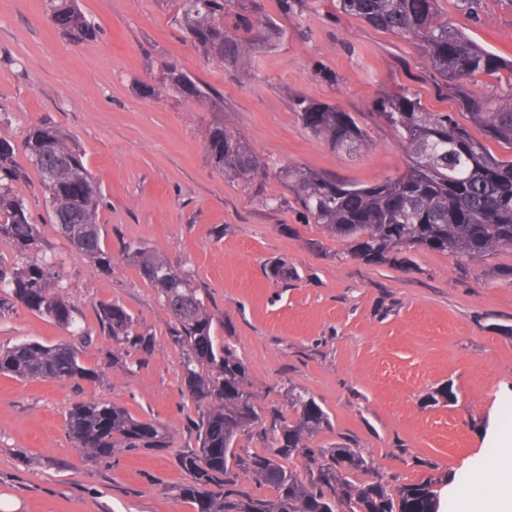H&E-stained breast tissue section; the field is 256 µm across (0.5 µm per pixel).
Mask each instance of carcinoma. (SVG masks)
Here are the masks:
<instances>
[{"instance_id":"carcinoma-1","label":"carcinoma","mask_w":512,"mask_h":512,"mask_svg":"<svg viewBox=\"0 0 512 512\" xmlns=\"http://www.w3.org/2000/svg\"><path fill=\"white\" fill-rule=\"evenodd\" d=\"M248 0H181L179 14L193 20L187 36L208 59L226 69H249L253 56L274 50L282 35L277 21L263 15L254 32ZM340 8L378 31L410 42L431 70L438 89L456 101L460 122L447 112H430L413 92L383 93L378 115L396 133L408 157L406 169L372 185L339 180L297 164L270 171L248 142L214 119L206 134V153L217 171L271 207L281 199L266 193L272 177L291 189L315 224L349 243L351 256L369 264L392 261L404 250L452 252L464 261H480L502 250L512 252V155H494L485 141L512 151V61L481 47L442 14L439 0H340ZM58 19L57 30L75 42L91 41L97 30L76 0H46ZM493 76L506 90L488 95L478 78ZM158 84L179 101L216 106L210 92L175 64L163 67ZM299 121L332 149L359 153L368 147L367 131L333 103L295 99ZM29 161L45 189L49 222L74 250L104 271L112 254L102 243L96 222L101 191L84 155L54 125L30 128L24 142ZM17 165L13 145L0 139V240L11 244L12 263L0 261V304L19 302L29 310L70 327L68 302L55 289L57 274L48 261L29 262L41 248L38 225L13 185L28 178ZM129 261L157 288L176 322L171 342L183 352L188 394L203 408L196 444L182 451L180 468L188 476L181 497L196 512H439L429 476L397 490L381 480L357 483L367 460L352 448H313L310 439L330 424L328 413L304 389L288 386L295 417H262L248 390V372L230 342L214 336V318L200 289L171 262L146 247L129 248ZM103 334L131 349L149 343L133 333L134 318L120 304H99ZM0 373L21 379L93 382L96 370L66 344L22 342L0 349ZM68 436L87 455L112 456L116 448H168L161 426L132 417L123 408L101 402L71 407ZM243 437L262 443L261 452H241ZM305 461V473L285 466ZM252 477L274 496L238 488V472Z\"/></svg>"}]
</instances>
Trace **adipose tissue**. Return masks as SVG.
Wrapping results in <instances>:
<instances>
[{
  "instance_id": "1",
  "label": "adipose tissue",
  "mask_w": 512,
  "mask_h": 512,
  "mask_svg": "<svg viewBox=\"0 0 512 512\" xmlns=\"http://www.w3.org/2000/svg\"><path fill=\"white\" fill-rule=\"evenodd\" d=\"M500 444L491 470H472L451 487L452 512H512V440Z\"/></svg>"
}]
</instances>
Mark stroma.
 <instances>
[{
  "mask_svg": "<svg viewBox=\"0 0 512 512\" xmlns=\"http://www.w3.org/2000/svg\"><path fill=\"white\" fill-rule=\"evenodd\" d=\"M284 30L275 50L234 74L204 58L172 0H77L99 27L75 44L50 24L45 0H0V138L30 162L23 136L49 123L68 134L99 181L97 222L111 271L78 255L44 207L37 174L13 187L41 232L38 260L54 262L71 331L21 304L0 309V347L26 341L80 350L95 382L21 380L0 374V500L18 512H193L179 494L181 452L195 442L202 410L181 383L174 319L125 255L142 246L188 274L250 376L262 408L291 415L287 390H308L331 425L315 448L347 446L368 461L360 482L391 487L428 476L462 479L495 457L494 432L512 431V252L461 270L457 257L413 251L368 265L319 224L294 194L265 207L210 165L206 130L214 116L240 133L269 166L299 164L371 184L401 173L405 154L378 116L383 92L407 88L433 112L456 113L413 45L344 12L339 0H263ZM440 5L478 44L512 60V0H483L479 16L456 0ZM207 85L221 106L209 112L167 92L138 94L164 64ZM331 102L366 129L368 150H332L299 122L293 96ZM286 263L275 281L269 267ZM124 306L150 351L127 350L101 333L100 302ZM452 393L436 405L428 396ZM106 401L164 427L168 448H118L86 456L66 433L68 410Z\"/></svg>",
  "mask_w": 512,
  "mask_h": 512,
  "instance_id": "obj_1",
  "label": "stroma"
}]
</instances>
